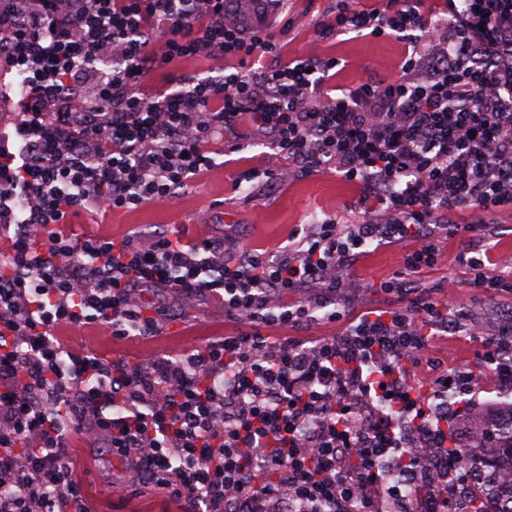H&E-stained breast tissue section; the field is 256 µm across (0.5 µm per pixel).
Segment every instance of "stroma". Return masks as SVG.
I'll return each instance as SVG.
<instances>
[{"mask_svg":"<svg viewBox=\"0 0 512 512\" xmlns=\"http://www.w3.org/2000/svg\"><path fill=\"white\" fill-rule=\"evenodd\" d=\"M332 6L331 0H279L276 10L254 9L250 0H230V10L240 11L242 18H255L257 26L273 24L276 17L291 19L292 30L284 48L286 56L299 53H335L347 62L346 75L361 79L371 75H392L398 46L389 37H363L342 40L316 36L314 25ZM218 167L187 188L168 204H145L132 212L117 211L106 215H85L75 225L76 233H94L121 239L130 229L148 232L157 228L177 231L186 239L220 238L225 227H233L240 244L260 248L267 253L284 251L294 229L315 224L327 218L342 224L361 221L359 189L345 182L335 170H322L308 175L293 173L292 163L272 154L261 145L247 147L232 158L217 155ZM272 169L277 177L268 181L258 178L233 188V178L244 170ZM444 260L425 270L421 280L439 296L448 281L457 284L456 302L469 322L493 331L501 315L512 309V292L488 299L468 288V269L460 256L471 244L461 236H451L441 244ZM403 251L398 247L378 246L362 256L350 274L358 289L346 303L348 314L382 303L384 296L377 286L403 271ZM145 306H166L169 319L164 335L153 338L130 337L107 339L98 332L64 333L69 348L94 349L108 358L123 356L137 359L145 355H177L184 349L211 336L234 334L242 326L239 318L225 314L222 300L207 294H173L161 290L148 291ZM479 341L470 336L438 337L428 352L440 369L455 371L477 364ZM74 458L79 474L85 479L89 498L97 512H176L175 506L162 498L144 492L126 499L112 496L110 484L122 474L121 466L105 456L100 448L78 444Z\"/></svg>","mask_w":512,"mask_h":512,"instance_id":"1","label":"stroma"}]
</instances>
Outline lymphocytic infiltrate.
<instances>
[{
	"mask_svg": "<svg viewBox=\"0 0 512 512\" xmlns=\"http://www.w3.org/2000/svg\"><path fill=\"white\" fill-rule=\"evenodd\" d=\"M290 27H244L225 0H0V69L23 77L0 129V512H93L77 440L125 465L113 495L152 490L178 512H392L401 495L406 512H457L448 472L469 479L482 458L449 456L440 406L470 394L474 373L437 374L426 395L410 377L465 315L416 276L441 262L449 233L480 242L512 213V0H336L317 35L395 39L392 79L341 81L338 57L283 59ZM211 56L223 73L179 74ZM262 57L273 66L247 67ZM159 73L165 90L145 94ZM243 128L297 172L358 185L362 222L292 232L280 258L229 233L69 232L89 212L172 202L215 169L216 140L243 150L225 137ZM462 209L470 223H454ZM373 243L404 250V272L379 285L392 303L339 337L271 335L341 320L357 289L348 270ZM465 264L470 287L512 289L482 250ZM152 289L220 297L248 327L135 361L61 341L64 328L159 335L142 303ZM469 333L512 393V313ZM360 403L377 411L366 428ZM428 465L436 482L420 477Z\"/></svg>",
	"mask_w": 512,
	"mask_h": 512,
	"instance_id": "1",
	"label": "lymphocytic infiltrate"
}]
</instances>
